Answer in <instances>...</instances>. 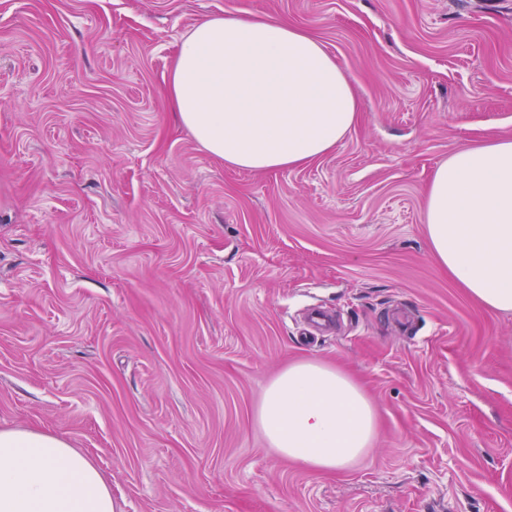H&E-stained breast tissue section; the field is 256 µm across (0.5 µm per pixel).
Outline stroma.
<instances>
[{
  "label": "stroma",
  "mask_w": 512,
  "mask_h": 512,
  "mask_svg": "<svg viewBox=\"0 0 512 512\" xmlns=\"http://www.w3.org/2000/svg\"><path fill=\"white\" fill-rule=\"evenodd\" d=\"M238 14L308 30L352 81L317 162L230 167L176 121L182 36ZM500 137L512 0H0V429L69 440L123 512H512V313L425 224L436 166ZM299 359L375 407L351 471L255 423Z\"/></svg>",
  "instance_id": "obj_1"
}]
</instances>
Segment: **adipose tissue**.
<instances>
[{
	"label": "adipose tissue",
	"instance_id": "ef3b65f1",
	"mask_svg": "<svg viewBox=\"0 0 512 512\" xmlns=\"http://www.w3.org/2000/svg\"><path fill=\"white\" fill-rule=\"evenodd\" d=\"M168 97L182 125L225 164L303 167L357 118L352 82L323 43L274 19L216 16L178 47ZM425 220L435 262L476 303L512 312V140L453 152L432 174ZM257 422L271 448L321 473L351 470L377 416L347 375L306 359L269 384ZM0 512H122L99 468L63 438L0 430Z\"/></svg>",
	"mask_w": 512,
	"mask_h": 512
}]
</instances>
